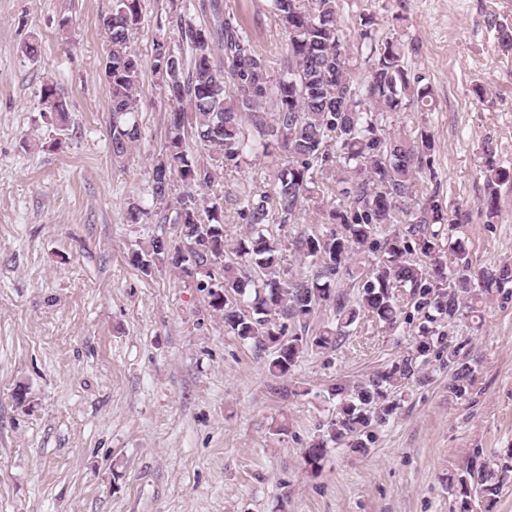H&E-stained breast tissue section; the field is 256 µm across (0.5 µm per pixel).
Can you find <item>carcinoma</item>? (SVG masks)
Masks as SVG:
<instances>
[{
  "label": "carcinoma",
  "instance_id": "carcinoma-1",
  "mask_svg": "<svg viewBox=\"0 0 512 512\" xmlns=\"http://www.w3.org/2000/svg\"><path fill=\"white\" fill-rule=\"evenodd\" d=\"M210 8V25L171 15L167 28L173 45L156 43L150 60L167 101V140L153 158L144 188L152 205L130 202L123 220L172 224L176 237L152 238L147 249L130 255V264L145 276L168 264L186 277L202 274L213 281L219 292L201 289L223 317L225 330L273 349L268 371L278 377L290 374L305 352L330 348L363 318L397 330L406 319L408 299L425 319L406 352L361 381L328 389L336 400V418L304 451L306 465L316 470L330 443L368 453L374 431L399 408L388 392L426 382L433 358L448 368L449 392L461 400L469 397L475 364L464 344L442 328L482 318L486 299L512 283V266L472 268L465 244L450 236L459 208H443L434 195L415 210L402 208L418 192L423 170L434 174L431 157L437 148L424 123L392 130L387 125L394 113L429 112L433 105L431 87L405 69L403 44L376 39L363 18L357 58L338 0H270L287 35L275 71L233 15L216 2ZM141 14V0H112L102 19L106 60L112 65L109 136L117 165L141 137L136 93L144 63L132 50ZM39 99L55 124L66 129L67 100L48 83ZM193 144L226 170L276 150L288 155L273 194L249 188L234 195L247 233L233 247L236 261L218 275L213 266L227 251L224 215L216 204L204 206L212 173L194 156ZM482 173L488 187L482 206L491 221L499 212L497 187L512 181V170L488 148ZM176 178L184 190L175 196ZM311 203L325 225L290 243L310 274L284 279L282 243L273 227ZM448 250L454 256L451 266L443 260ZM343 279L358 282L357 298L337 289ZM323 305L332 307L335 322L310 339L307 323ZM446 481L455 497L453 512H473L476 499L492 512L503 486L512 481V466L494 468L476 452L463 467L449 471Z\"/></svg>",
  "mask_w": 512,
  "mask_h": 512
}]
</instances>
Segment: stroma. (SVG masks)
Instances as JSON below:
<instances>
[{
	"label": "stroma",
	"mask_w": 512,
	"mask_h": 512,
	"mask_svg": "<svg viewBox=\"0 0 512 512\" xmlns=\"http://www.w3.org/2000/svg\"><path fill=\"white\" fill-rule=\"evenodd\" d=\"M203 0H142L132 42L151 60L160 22L183 9L209 20ZM254 48L279 61L286 37L268 0H220ZM112 0H0V512H452L445 481L473 454L512 460V294L487 303L482 326L449 334L476 363L467 399L448 391L431 361L375 432L368 454L328 445L319 470L303 451L336 414L327 387L382 369L409 334L361 320L336 347L305 353L292 375L268 371L272 351L228 333L196 280L162 265L146 277L128 262L170 224H128L122 214L151 175L167 114L162 86L144 69L141 138L124 167L112 163L110 93L102 19ZM351 44L360 16L406 47L404 65L434 93L427 121L438 151L423 187L460 206L454 234L473 266L512 265V183L486 221L483 151L512 167V0H339ZM41 54L28 59L25 41ZM53 82L69 103V128L42 117L37 94ZM488 95L477 100L475 86ZM212 166L209 196L224 207L229 242L239 224L231 194L272 192L288 160L253 159L239 171ZM320 228L315 210L280 226L281 273L306 272L289 250ZM26 400L17 403V387Z\"/></svg>",
	"instance_id": "35a3bbf8"
}]
</instances>
